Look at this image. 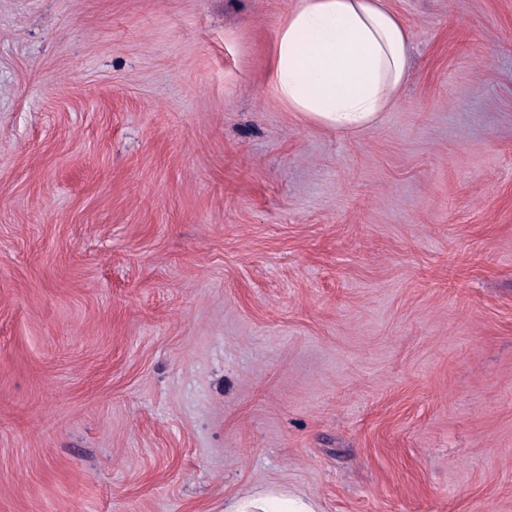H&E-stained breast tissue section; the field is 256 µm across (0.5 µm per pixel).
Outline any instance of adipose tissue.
Returning a JSON list of instances; mask_svg holds the SVG:
<instances>
[{
    "label": "adipose tissue",
    "instance_id": "obj_1",
    "mask_svg": "<svg viewBox=\"0 0 512 512\" xmlns=\"http://www.w3.org/2000/svg\"><path fill=\"white\" fill-rule=\"evenodd\" d=\"M412 34L386 0H298L275 43L274 91L290 111L340 131L373 126L409 71ZM277 486L224 502V512H318Z\"/></svg>",
    "mask_w": 512,
    "mask_h": 512
}]
</instances>
